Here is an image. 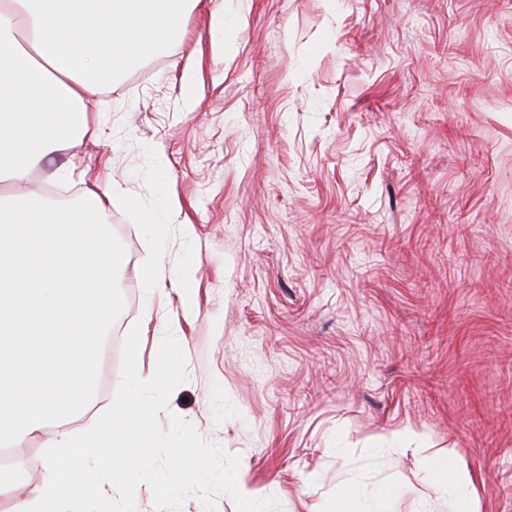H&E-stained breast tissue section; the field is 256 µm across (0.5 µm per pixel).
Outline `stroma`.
<instances>
[{
  "instance_id": "obj_1",
  "label": "stroma",
  "mask_w": 512,
  "mask_h": 512,
  "mask_svg": "<svg viewBox=\"0 0 512 512\" xmlns=\"http://www.w3.org/2000/svg\"><path fill=\"white\" fill-rule=\"evenodd\" d=\"M64 164L126 193L124 305L77 424L132 343L171 336L156 470L174 434L244 470L260 512H326L353 480L401 486L392 512H446L400 433L463 470L475 512H512V0H200L182 42L91 98L82 140L34 174L72 209L84 183L48 179ZM143 209L179 217L158 240ZM150 252L193 268L192 314L173 293L145 310ZM127 508L239 503L204 476L141 484Z\"/></svg>"
}]
</instances>
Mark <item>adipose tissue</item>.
Instances as JSON below:
<instances>
[{
    "instance_id": "adipose-tissue-1",
    "label": "adipose tissue",
    "mask_w": 512,
    "mask_h": 512,
    "mask_svg": "<svg viewBox=\"0 0 512 512\" xmlns=\"http://www.w3.org/2000/svg\"><path fill=\"white\" fill-rule=\"evenodd\" d=\"M199 0H0V446L45 436V451L23 467H0L7 512H103L152 483L166 494L206 472L196 448L169 440L164 476L148 449L151 422L164 410L167 382L182 355L156 347L144 370L132 355L110 405L71 426L93 396L103 326L123 305V258L108 219L120 186L88 188L71 217L37 192L20 193L65 141L86 131V103L147 55L174 47ZM150 291L173 288L184 311L195 306L189 271L143 262ZM450 512H470L471 492L457 465L418 455ZM395 488L362 495L336 491L332 512H388Z\"/></svg>"
}]
</instances>
